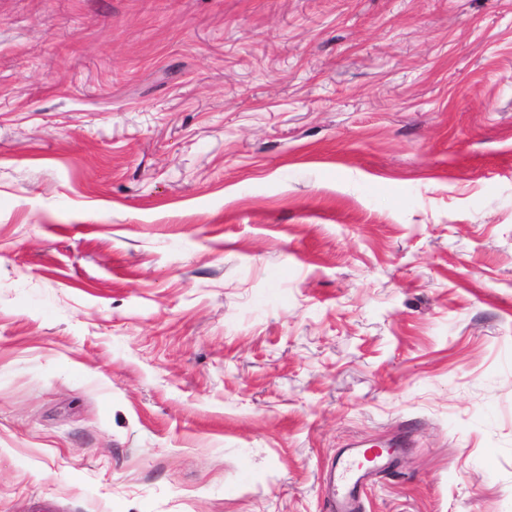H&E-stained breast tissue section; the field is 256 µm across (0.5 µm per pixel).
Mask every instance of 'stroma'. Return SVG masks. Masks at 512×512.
Returning <instances> with one entry per match:
<instances>
[{
  "label": "stroma",
  "instance_id": "obj_1",
  "mask_svg": "<svg viewBox=\"0 0 512 512\" xmlns=\"http://www.w3.org/2000/svg\"><path fill=\"white\" fill-rule=\"evenodd\" d=\"M512 512V0H0V512ZM336 466V477L327 493L329 512H358V493L371 478L374 470L360 468L352 459Z\"/></svg>",
  "mask_w": 512,
  "mask_h": 512
}]
</instances>
